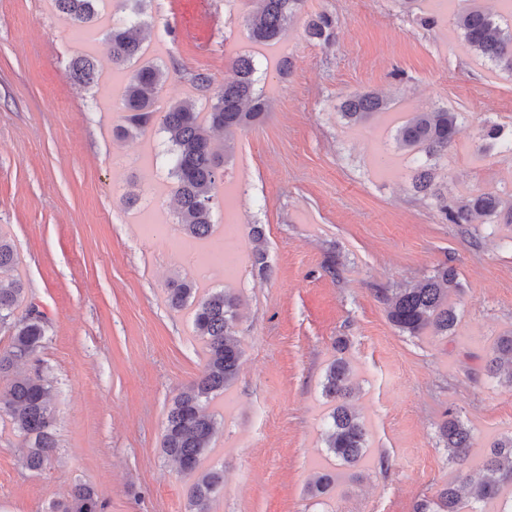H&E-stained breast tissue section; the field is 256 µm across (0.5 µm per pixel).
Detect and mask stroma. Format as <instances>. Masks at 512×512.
Masks as SVG:
<instances>
[{"label": "stroma", "mask_w": 512, "mask_h": 512, "mask_svg": "<svg viewBox=\"0 0 512 512\" xmlns=\"http://www.w3.org/2000/svg\"><path fill=\"white\" fill-rule=\"evenodd\" d=\"M255 0H144L147 37L164 49L162 93L196 73L231 75L225 43L254 56L271 110L230 139L225 179L241 185L242 224H259L266 273L252 265L250 238L236 241L237 280H211L239 294V375L212 406L218 422L206 464L222 469L212 512H417L456 467L439 427L448 415L472 429L469 463L512 432V385L486 370L497 336L512 330V226L480 218L444 221L434 199L415 196L409 151L397 127L411 113H464L454 149L432 162L444 197L480 191L512 201V154L482 148L483 126L512 131V74L484 65L454 16L419 18L427 0H306L287 30L289 68L256 54L247 19ZM328 14L336 41L304 32ZM69 39L40 0H0V232L18 253L27 301L46 318L38 353L53 383L56 452L25 468L23 443L0 416V512H49L71 488H95L105 512H186L192 480L161 450L174 398L206 361L193 306L172 307L173 279L196 283L197 254L173 255L130 224L126 196L153 201L173 189L166 159L146 170L114 157L166 135L159 126L116 135L121 112L92 104L93 86L69 73ZM375 92L387 111L353 124L350 94ZM458 273L451 336L402 334L386 294L433 274ZM351 368L350 404L368 431L357 466L337 465L322 441L331 408L322 394L329 363ZM336 486L315 500L323 472Z\"/></svg>", "instance_id": "1"}]
</instances>
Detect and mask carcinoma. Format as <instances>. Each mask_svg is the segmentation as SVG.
I'll list each match as a JSON object with an SVG mask.
<instances>
[{"mask_svg":"<svg viewBox=\"0 0 512 512\" xmlns=\"http://www.w3.org/2000/svg\"><path fill=\"white\" fill-rule=\"evenodd\" d=\"M58 9L73 17L77 25L95 23V0H57ZM305 0H258L257 10L248 18L251 38L260 44L278 42L291 22L302 13ZM456 26L465 44L492 67L512 74V24L496 21L480 0H467L456 14ZM144 23L136 18L119 19L107 33L105 44L112 63L123 66L142 57ZM310 38L329 44L335 37L334 20L320 14L307 24ZM233 76L224 85L213 86L210 76L197 73L192 84L211 94L213 104L205 118H200L189 101L177 102L166 111H157L155 101L167 79L160 66L146 62L136 69L125 87L122 99L123 126L126 136L146 130L154 120L166 133L171 174L176 180L178 224L183 232L207 239L212 235L211 213L215 190L224 179V163L231 146L214 144L211 132L231 134L260 122L269 109L264 90L257 86L254 59L237 57L232 63ZM71 77L91 83L97 77L94 61L74 59ZM388 108V102L374 93H358L341 105L343 117L360 122ZM465 122L460 112L445 108L414 112L396 131L397 144L415 155L412 188L418 195L432 193V172L427 162L448 153ZM482 139L491 146L512 152V135L497 124L484 126ZM443 219L450 224H470L475 216H490L498 224H512V203L503 204L493 192L470 195L460 201L443 199L439 206ZM18 258L13 243L0 235V330L9 332L7 347L0 351V407L25 443V466L39 471L48 463L54 448V418L50 408L52 385L38 360L46 336L44 315L25 310L16 312L26 300V288L17 277ZM460 283L453 268L442 266L423 281L385 296L388 318L400 332L421 336L431 332L446 336L454 330L458 315L452 297ZM195 289L181 282L170 289L174 307L195 299ZM238 297L221 288L211 290L198 300L194 326L206 346V362L201 375L172 403L162 436V452L175 461L181 472L194 478L187 512H211L214 495L224 485V473L203 468L212 450L216 421L208 406L224 394L236 380L244 355L235 334ZM491 375L504 374L512 384V330L494 342L488 360ZM323 395L334 402L327 415L323 441L327 453L340 465L356 466L367 455V430L361 417L348 403L352 394L348 362L338 357L326 369ZM448 448L449 460L457 466L456 481L439 489L433 500L434 510L420 505L418 512H512V433L492 443L490 453L479 471L478 481L468 473L472 430L459 417L449 416L439 429ZM334 483V475H317L309 493L317 498ZM104 506L95 489L78 484L57 512H103Z\"/></svg>","mask_w":512,"mask_h":512,"instance_id":"obj_1","label":"carcinoma"}]
</instances>
